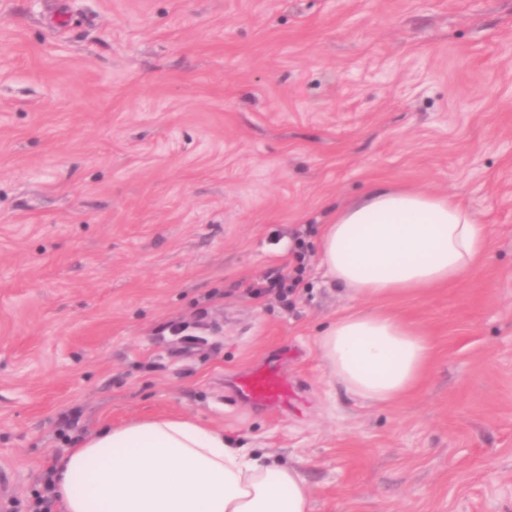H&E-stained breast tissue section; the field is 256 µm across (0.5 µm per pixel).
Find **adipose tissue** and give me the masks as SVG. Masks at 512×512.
<instances>
[{
  "label": "adipose tissue",
  "mask_w": 512,
  "mask_h": 512,
  "mask_svg": "<svg viewBox=\"0 0 512 512\" xmlns=\"http://www.w3.org/2000/svg\"><path fill=\"white\" fill-rule=\"evenodd\" d=\"M490 225L452 198L377 187L336 212L318 252L326 277L355 301L422 292L466 278ZM332 379L380 404L412 390L431 359L427 336L398 316L356 312L317 338ZM63 512H311L305 477L233 446L187 416L103 426L55 465Z\"/></svg>",
  "instance_id": "adipose-tissue-1"
}]
</instances>
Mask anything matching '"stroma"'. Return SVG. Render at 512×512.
Listing matches in <instances>:
<instances>
[{"instance_id":"obj_1","label":"stroma","mask_w":512,"mask_h":512,"mask_svg":"<svg viewBox=\"0 0 512 512\" xmlns=\"http://www.w3.org/2000/svg\"><path fill=\"white\" fill-rule=\"evenodd\" d=\"M381 186L492 229L452 286L351 300L318 240ZM284 303L248 288L296 267ZM209 300L208 346L161 340ZM434 342L387 404L316 346L352 311ZM300 400L225 398L278 348ZM185 415L299 468L312 512H512V0H0V473ZM75 420L68 439L57 432Z\"/></svg>"}]
</instances>
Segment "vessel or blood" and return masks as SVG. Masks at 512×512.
Masks as SVG:
<instances>
[{
  "label": "vessel or blood",
  "instance_id": "obj_1",
  "mask_svg": "<svg viewBox=\"0 0 512 512\" xmlns=\"http://www.w3.org/2000/svg\"><path fill=\"white\" fill-rule=\"evenodd\" d=\"M230 389L237 401L256 408H287L296 394L283 362L269 359L263 364L234 378Z\"/></svg>",
  "mask_w": 512,
  "mask_h": 512
}]
</instances>
